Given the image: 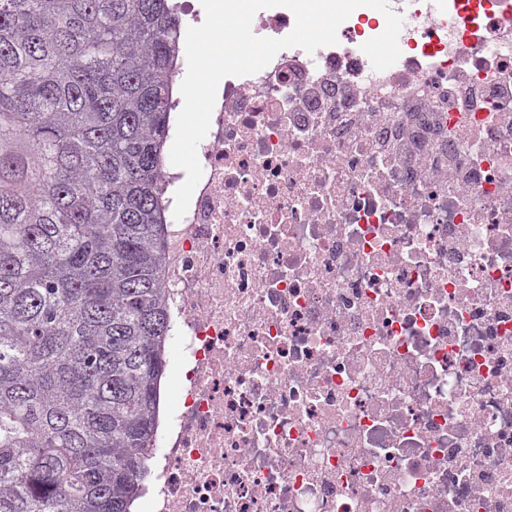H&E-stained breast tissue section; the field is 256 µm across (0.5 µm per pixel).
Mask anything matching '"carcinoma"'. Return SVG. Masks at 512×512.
Returning a JSON list of instances; mask_svg holds the SVG:
<instances>
[{"mask_svg":"<svg viewBox=\"0 0 512 512\" xmlns=\"http://www.w3.org/2000/svg\"><path fill=\"white\" fill-rule=\"evenodd\" d=\"M172 0H0V512H132L172 320Z\"/></svg>","mask_w":512,"mask_h":512,"instance_id":"obj_1","label":"carcinoma"}]
</instances>
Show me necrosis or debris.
<instances>
[{"instance_id":"obj_1","label":"necrosis or debris","mask_w":512,"mask_h":512,"mask_svg":"<svg viewBox=\"0 0 512 512\" xmlns=\"http://www.w3.org/2000/svg\"><path fill=\"white\" fill-rule=\"evenodd\" d=\"M391 6L218 86L143 512H512V8Z\"/></svg>"}]
</instances>
